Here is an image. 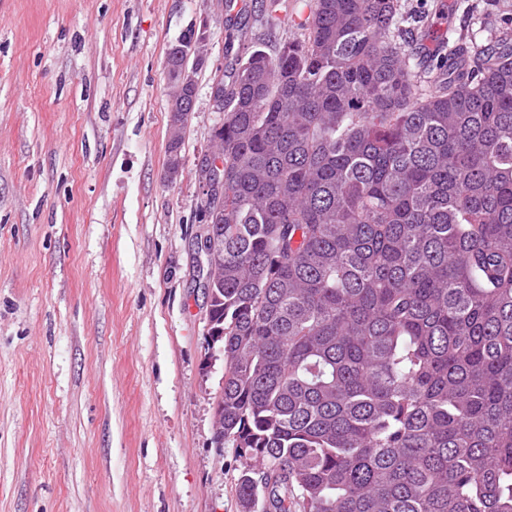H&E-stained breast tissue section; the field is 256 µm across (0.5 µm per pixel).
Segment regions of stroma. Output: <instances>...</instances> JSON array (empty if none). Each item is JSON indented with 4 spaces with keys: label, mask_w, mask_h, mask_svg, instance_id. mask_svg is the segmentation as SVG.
<instances>
[{
    "label": "stroma",
    "mask_w": 512,
    "mask_h": 512,
    "mask_svg": "<svg viewBox=\"0 0 512 512\" xmlns=\"http://www.w3.org/2000/svg\"><path fill=\"white\" fill-rule=\"evenodd\" d=\"M0 0V512H243L214 447L195 160L224 43L299 36L309 0ZM411 48L506 34L512 0H401ZM206 60L166 181L165 53Z\"/></svg>",
    "instance_id": "35a3bbf8"
}]
</instances>
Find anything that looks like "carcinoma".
Instances as JSON below:
<instances>
[{
    "label": "carcinoma",
    "instance_id": "carcinoma-1",
    "mask_svg": "<svg viewBox=\"0 0 512 512\" xmlns=\"http://www.w3.org/2000/svg\"><path fill=\"white\" fill-rule=\"evenodd\" d=\"M402 22L311 0L303 37L224 71L208 299L247 505L512 512V38L425 66ZM192 38L165 65L201 66Z\"/></svg>",
    "mask_w": 512,
    "mask_h": 512
}]
</instances>
